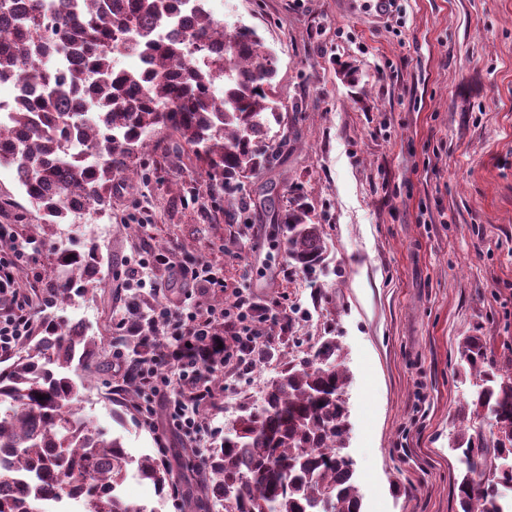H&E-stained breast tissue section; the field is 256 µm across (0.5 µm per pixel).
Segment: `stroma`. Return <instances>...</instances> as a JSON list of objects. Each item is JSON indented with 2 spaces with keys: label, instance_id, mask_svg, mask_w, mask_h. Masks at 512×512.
I'll use <instances>...</instances> for the list:
<instances>
[{
  "label": "stroma",
  "instance_id": "stroma-1",
  "mask_svg": "<svg viewBox=\"0 0 512 512\" xmlns=\"http://www.w3.org/2000/svg\"><path fill=\"white\" fill-rule=\"evenodd\" d=\"M224 2L276 61L273 99L288 143L249 180V223L226 222L205 195L204 166L160 131L133 159L137 186L116 179L105 211L71 225L69 249L95 250L104 285L51 313L85 312L100 344L85 396L91 421L132 458L167 448L161 462L176 472L197 454L168 424H142L116 366L130 355L120 328L135 293L128 260L144 247L199 259L224 279L203 305L245 288L295 315L269 322L270 355L251 374L225 373L210 426L259 404L289 362L335 337L348 374L344 452L362 512H458V409L476 392L460 344L480 333L489 355L512 365V0H399L381 14L366 0ZM343 61L358 69L357 85L343 78ZM293 196L326 238L314 276L290 262L271 222L270 209ZM0 224L26 244L20 287L40 311L60 227L40 224L7 167ZM96 224L109 225L107 238L91 237ZM135 294L147 314L165 300L147 286ZM122 492L154 512H190L185 497L159 496L133 470Z\"/></svg>",
  "mask_w": 512,
  "mask_h": 512
}]
</instances>
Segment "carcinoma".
<instances>
[{
    "instance_id": "cac0c4a2",
    "label": "carcinoma",
    "mask_w": 512,
    "mask_h": 512,
    "mask_svg": "<svg viewBox=\"0 0 512 512\" xmlns=\"http://www.w3.org/2000/svg\"><path fill=\"white\" fill-rule=\"evenodd\" d=\"M0 82L22 90L11 123L0 127V167L14 170L46 224H71L76 213L105 209L118 174L135 182L130 160L150 135L171 130L205 167L212 193L227 195L224 219L237 223L250 203L244 180L271 163L270 97L274 61L256 34L230 29L200 0H0ZM143 66L119 68L118 56ZM224 77V94L208 93ZM99 106L96 125L82 120L86 100ZM86 144L88 155L60 162L62 144ZM285 228L288 257L308 273L321 267L326 240L299 199L273 215ZM48 293L64 303L102 287L95 250L59 251ZM39 335L0 367V512H31L44 495L76 497L88 512H154L124 499L128 467L158 494L170 474L156 457L132 459L120 439L107 440L75 418L80 386L97 371L98 347L79 326L49 315ZM133 358L152 353L134 336ZM461 367L476 380L475 418L492 421L491 438L462 428L455 450L465 469L457 482L459 512H506L512 489V371L497 373L478 335L461 346ZM332 337L288 364L269 382L262 403L242 410L203 461L194 494L203 512H361L353 462L342 454L348 430L346 370ZM81 373L76 383L72 374ZM44 399H38V396Z\"/></svg>"
}]
</instances>
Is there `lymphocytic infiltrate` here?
I'll return each mask as SVG.
<instances>
[{
    "mask_svg": "<svg viewBox=\"0 0 512 512\" xmlns=\"http://www.w3.org/2000/svg\"><path fill=\"white\" fill-rule=\"evenodd\" d=\"M0 239L10 241L9 251H0V355L12 353L32 333L31 310L18 288L20 252L18 235L8 224L0 225ZM173 265V264H172ZM173 273L186 287L171 293L150 328L152 342L174 341L175 347L160 351L147 362L122 364L125 381L148 388L152 403L140 406L145 424L155 422L158 407H166L172 427L191 439L208 436L209 427L199 418L200 406L214 404L216 395L206 378L231 364L241 375L250 374L257 358L267 350L268 322L280 301L262 303L249 292L235 294L224 308L192 307L191 293L221 287L207 263L189 261L173 265ZM223 332H216V325Z\"/></svg>",
    "mask_w": 512,
    "mask_h": 512,
    "instance_id": "lymphocytic-infiltrate-1",
    "label": "lymphocytic infiltrate"
}]
</instances>
